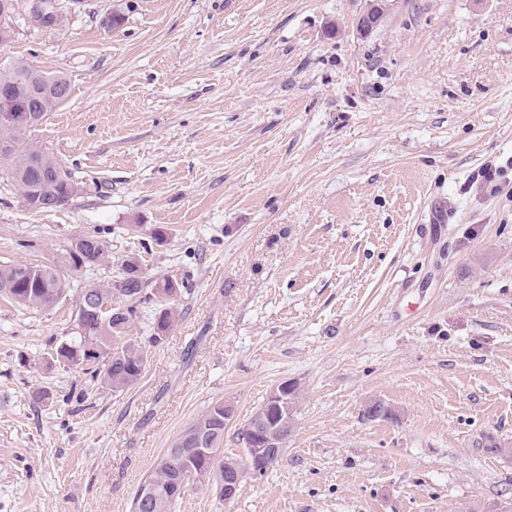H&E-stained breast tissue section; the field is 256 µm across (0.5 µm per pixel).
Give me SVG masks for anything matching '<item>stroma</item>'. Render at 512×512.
Instances as JSON below:
<instances>
[{
	"instance_id": "1",
	"label": "stroma",
	"mask_w": 512,
	"mask_h": 512,
	"mask_svg": "<svg viewBox=\"0 0 512 512\" xmlns=\"http://www.w3.org/2000/svg\"><path fill=\"white\" fill-rule=\"evenodd\" d=\"M16 59L70 81L36 139L77 192L34 211L0 170V265L60 264L82 234L107 257L53 309L0 298V512H132L197 415L229 403L241 455L286 380L278 462L175 512L512 505L489 450L512 446V0H87L19 26ZM131 258L184 289L118 393L50 351Z\"/></svg>"
}]
</instances>
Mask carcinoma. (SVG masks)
Instances as JSON below:
<instances>
[{
	"mask_svg": "<svg viewBox=\"0 0 512 512\" xmlns=\"http://www.w3.org/2000/svg\"><path fill=\"white\" fill-rule=\"evenodd\" d=\"M33 70L30 65L16 61L0 67V81L22 86V80ZM42 94L31 102V109L12 115L5 120L0 113V138L9 143V149L0 154V165L15 182L23 201L36 204L38 210L55 209L66 204L74 185L70 173L52 156L43 152L33 136L50 113L63 103L60 92H69L70 83L63 74H42ZM106 246L94 235L86 241L70 242L65 250L64 266L76 271L92 267L105 259ZM117 278L105 283H94L80 294L91 292L101 309L87 313L76 307L74 331L55 347L53 360L78 367L80 357L88 347L99 351L98 361L85 371L91 381L120 392L133 386L142 376L149 359V350L161 341L174 322L171 300L181 293L178 281L166 278L147 289L135 285L121 296L117 295ZM59 266L44 264L0 265V294L26 308L49 309L62 300L66 283ZM142 303L158 307L153 333L139 340L129 335L136 318L137 306ZM224 403L216 402L198 415L173 441L170 448L144 480L152 495L143 499L135 493L133 512H173L177 499L175 492H185L190 480L207 477L218 486L224 481V462L233 460L241 468L247 467L248 458H230L223 455Z\"/></svg>",
	"mask_w": 512,
	"mask_h": 512,
	"instance_id": "carcinoma-1",
	"label": "carcinoma"
}]
</instances>
